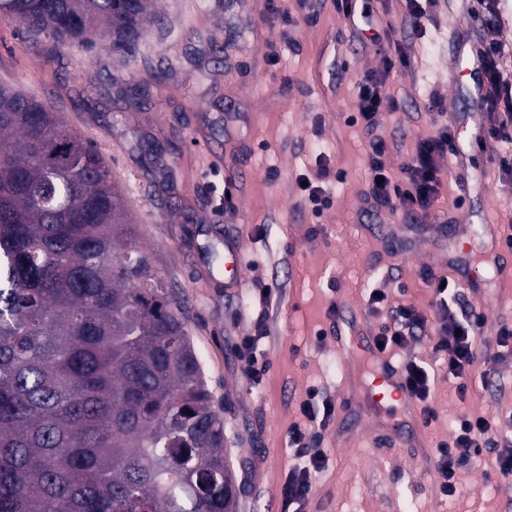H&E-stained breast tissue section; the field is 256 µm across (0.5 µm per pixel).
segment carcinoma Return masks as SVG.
Listing matches in <instances>:
<instances>
[{
  "label": "carcinoma",
  "instance_id": "cac0c4a2",
  "mask_svg": "<svg viewBox=\"0 0 512 512\" xmlns=\"http://www.w3.org/2000/svg\"><path fill=\"white\" fill-rule=\"evenodd\" d=\"M157 0H0L57 45L132 53ZM181 299L103 154L0 83V512H237Z\"/></svg>",
  "mask_w": 512,
  "mask_h": 512
}]
</instances>
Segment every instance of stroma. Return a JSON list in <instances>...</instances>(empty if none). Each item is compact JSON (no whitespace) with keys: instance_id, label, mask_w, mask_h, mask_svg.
<instances>
[{"instance_id":"1","label":"stroma","mask_w":512,"mask_h":512,"mask_svg":"<svg viewBox=\"0 0 512 512\" xmlns=\"http://www.w3.org/2000/svg\"><path fill=\"white\" fill-rule=\"evenodd\" d=\"M420 26L406 0H161L134 54L100 44L33 42L18 21L0 16V83L60 112L108 162L124 205L157 265L181 297L191 340L215 406L224 414L226 461L239 512H284L280 488L291 463L288 428L309 390L333 413L315 446L327 458L306 512H512V484L496 474V450L483 449L457 476L453 497L434 477L438 445L463 415L490 419L512 410V343L496 364L477 361L458 396L430 337L386 351L393 363L416 357L434 376L437 414L418 443L391 433L362 409L358 393L378 354L353 349L352 319L371 330L370 288L389 305L431 312L430 268L452 278L458 317L482 314L481 344L512 324V254L506 273L481 266V228L512 234V135L496 112L475 104L456 58L477 54L494 36L512 73V0H423ZM407 64L388 66L397 53ZM385 74L375 135L401 166L419 139L451 126L467 159L440 163L439 195L427 223L368 202L367 135L357 84ZM149 101L128 108L124 89ZM332 203L314 212L300 188L321 167ZM242 179L225 188L228 173ZM242 248L244 277L224 285V246ZM272 288L263 298L260 285ZM264 318L257 343L260 381L246 374L241 340Z\"/></svg>"}]
</instances>
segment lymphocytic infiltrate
<instances>
[{
	"instance_id": "obj_1",
	"label": "lymphocytic infiltrate",
	"mask_w": 512,
	"mask_h": 512,
	"mask_svg": "<svg viewBox=\"0 0 512 512\" xmlns=\"http://www.w3.org/2000/svg\"><path fill=\"white\" fill-rule=\"evenodd\" d=\"M385 96V75L367 76L357 85V110L365 129L373 134L368 153L369 198L389 206L390 210L399 209L422 219L428 218L438 196L439 162L451 150L454 133L443 125L433 136L418 142L412 157L401 167L409 187L400 189L394 185L387 167L389 147L375 134ZM424 276L434 288L435 312L430 316L411 304L387 307L385 289H371L368 296L370 310L384 308L389 313V321L381 327L376 341L386 350L404 348L416 338L436 333L437 341L432 352L446 362L449 376L457 381L458 395H466L478 357L476 333L484 319L477 313L471 314L469 319H459L453 309L454 282L443 281L429 270ZM299 413L300 420L293 422L288 430L292 463L280 490L284 506L292 512H303L313 489L314 477L326 463L324 455L310 448V424L318 415H331L332 410L317 408L314 400L309 399L300 405ZM497 426V421L482 416L459 419L454 436L448 443L440 445L435 456L434 471L441 495L453 496L458 469L481 453L489 436L496 433Z\"/></svg>"
}]
</instances>
